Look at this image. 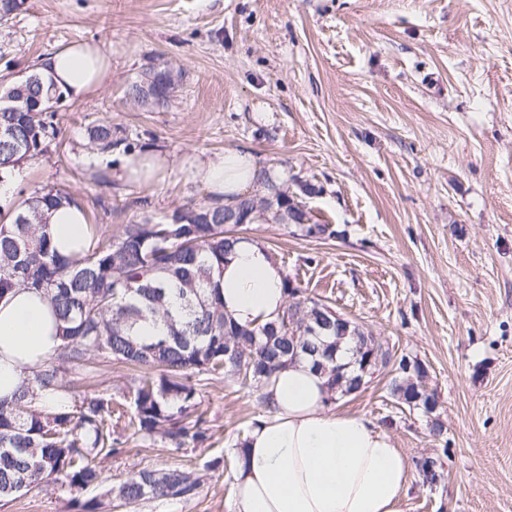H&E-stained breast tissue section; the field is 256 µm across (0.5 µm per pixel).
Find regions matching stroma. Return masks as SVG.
<instances>
[{
	"label": "stroma",
	"mask_w": 512,
	"mask_h": 512,
	"mask_svg": "<svg viewBox=\"0 0 512 512\" xmlns=\"http://www.w3.org/2000/svg\"><path fill=\"white\" fill-rule=\"evenodd\" d=\"M78 39L102 45L111 78L61 104L59 133L13 200L59 189L115 233L209 201L190 164L227 150L277 166L290 193L314 185L307 207L336 236L269 223L251 237L305 296L418 357L447 433L432 439L421 415L396 408L380 373L335 409L386 422L408 459L444 455L440 483L414 480L404 512H512V0H24L0 21V83ZM166 63L182 71L168 104L127 100ZM104 120L163 156L164 180L119 178V154L88 138ZM72 377L117 399L135 373L92 360ZM199 399L211 446L134 441L104 463L116 483L223 457L199 495L120 509L88 489L98 512H231L237 447L264 409L221 377ZM74 498L58 487L0 512H77Z\"/></svg>",
	"instance_id": "1"
}]
</instances>
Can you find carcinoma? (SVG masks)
Segmentation results:
<instances>
[{"mask_svg": "<svg viewBox=\"0 0 512 512\" xmlns=\"http://www.w3.org/2000/svg\"><path fill=\"white\" fill-rule=\"evenodd\" d=\"M147 71L132 81L126 96L159 107L165 100L142 96ZM0 93V183L41 155L56 137L55 113L8 112ZM90 138L108 152L129 155L137 145L101 124ZM285 187L263 178L239 207ZM74 197L43 188L8 209L0 221V298L14 288L42 292L61 322L62 344L54 357L5 405L0 402V499H15L61 483L79 491L104 487L121 503L190 500L204 484L203 475L178 467L129 474L117 485L103 477L100 464L126 453L129 437L144 444L162 442L176 449L203 445L212 438L198 402L199 376L222 375L259 393L275 372L300 358L327 377L333 396L361 391L368 383L366 358L381 341L346 319L321 318L325 304L303 295L284 278V293L293 298L273 321L252 327L224 314V296L215 277L241 236H224V205L188 203L176 208L180 223L156 222L149 215L124 225L116 234L101 232L85 255L62 258L46 232V211ZM278 224H291L306 237L332 236L328 224L311 222L306 203L291 196ZM161 320L166 333L142 336L140 328ZM351 345V359L336 362V349ZM99 357L135 372L131 415L112 411V400L66 379L75 366ZM394 403L427 418L429 435L444 436V424L431 407L436 392L427 370L400 373L388 382ZM62 392L71 402L50 408L43 394ZM131 436H126V432Z\"/></svg>", "mask_w": 512, "mask_h": 512, "instance_id": "1", "label": "carcinoma"}]
</instances>
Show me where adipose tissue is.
I'll return each instance as SVG.
<instances>
[{"instance_id": "adipose-tissue-1", "label": "adipose tissue", "mask_w": 512, "mask_h": 512, "mask_svg": "<svg viewBox=\"0 0 512 512\" xmlns=\"http://www.w3.org/2000/svg\"><path fill=\"white\" fill-rule=\"evenodd\" d=\"M45 84L73 98L105 86L110 61L101 45L77 40L38 69ZM278 179L253 155L227 151L193 172L214 199L232 204L258 187L260 172ZM53 246L65 256L93 246L84 207L47 213ZM285 271L259 241L236 243L221 281L224 311L253 326L274 320L285 305ZM61 345L47 298L24 288L0 299V401L9 402ZM266 412L243 438L232 489V512H403L413 470L390 433L371 418L332 409L326 379L299 360L276 372L265 390Z\"/></svg>"}]
</instances>
